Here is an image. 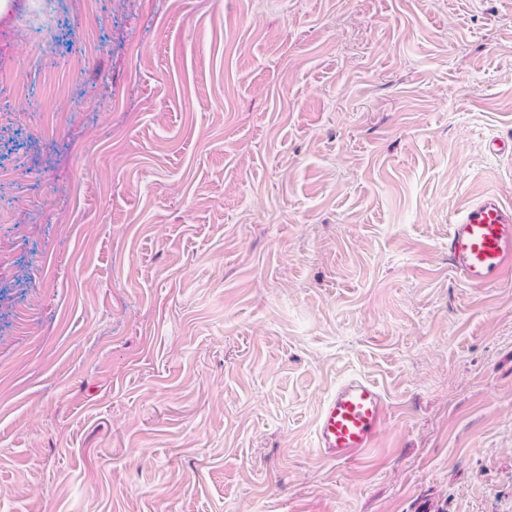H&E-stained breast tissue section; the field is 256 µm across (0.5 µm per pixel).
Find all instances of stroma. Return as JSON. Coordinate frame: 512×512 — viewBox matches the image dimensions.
Instances as JSON below:
<instances>
[{
	"label": "stroma",
	"instance_id": "1",
	"mask_svg": "<svg viewBox=\"0 0 512 512\" xmlns=\"http://www.w3.org/2000/svg\"><path fill=\"white\" fill-rule=\"evenodd\" d=\"M493 140L512 0H14L0 512H512V281L448 262ZM388 416L383 391L352 377L325 400L316 426L317 448L328 460L354 463L379 441Z\"/></svg>",
	"mask_w": 512,
	"mask_h": 512
}]
</instances>
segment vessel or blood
<instances>
[{
  "label": "vessel or blood",
  "instance_id": "obj_1",
  "mask_svg": "<svg viewBox=\"0 0 512 512\" xmlns=\"http://www.w3.org/2000/svg\"><path fill=\"white\" fill-rule=\"evenodd\" d=\"M448 258L456 275L479 288L512 276V204L486 194L469 203L448 231ZM388 416L383 391L352 377L325 400L316 426L326 459L354 463L379 441Z\"/></svg>",
  "mask_w": 512,
  "mask_h": 512
}]
</instances>
